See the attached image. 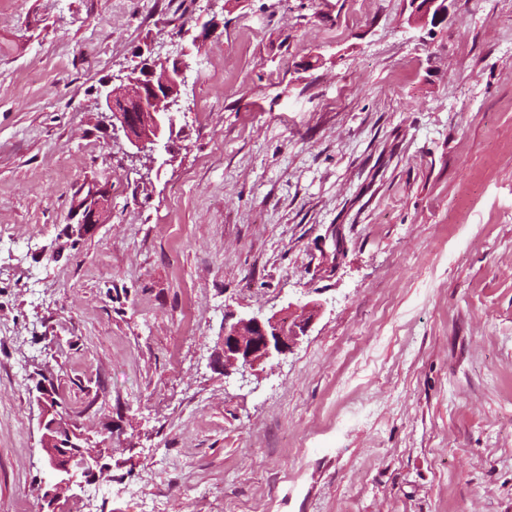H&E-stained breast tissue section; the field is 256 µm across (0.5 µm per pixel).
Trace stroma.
Masks as SVG:
<instances>
[{
	"mask_svg": "<svg viewBox=\"0 0 512 512\" xmlns=\"http://www.w3.org/2000/svg\"><path fill=\"white\" fill-rule=\"evenodd\" d=\"M411 12L0 0V512H41L43 383L103 454L67 512H512V0ZM158 58L139 160L104 94ZM304 305L225 374V316ZM413 11L411 21L414 24H437L444 20L448 13L447 0H410ZM108 201V195L104 191H96L90 194L84 199V224L82 228L92 227L94 224H98V217L100 211L104 208L105 203Z\"/></svg>",
	"mask_w": 512,
	"mask_h": 512,
	"instance_id": "obj_1",
	"label": "stroma"
}]
</instances>
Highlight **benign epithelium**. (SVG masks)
Returning a JSON list of instances; mask_svg holds the SVG:
<instances>
[{
	"instance_id": "1",
	"label": "benign epithelium",
	"mask_w": 512,
	"mask_h": 512,
	"mask_svg": "<svg viewBox=\"0 0 512 512\" xmlns=\"http://www.w3.org/2000/svg\"><path fill=\"white\" fill-rule=\"evenodd\" d=\"M414 24H437L448 13L447 0H410ZM182 62L157 60L144 69H133L126 83L106 94L107 108L112 118L120 122L130 144L141 154L154 151V145L165 129L173 128L171 107L178 102L180 86L184 82ZM108 201L104 191H97L84 199V224L89 228L98 223L100 211ZM313 316L262 317L258 314L224 317L222 336L224 373L237 371L241 379L268 360L279 359L297 346L307 334ZM43 411L41 447L44 465L56 482L42 498L52 505L76 483L73 460L82 458L83 477L89 478L102 467L103 456L90 449L72 448L62 438L64 424L58 417H50L56 404L48 391L39 398Z\"/></svg>"
}]
</instances>
